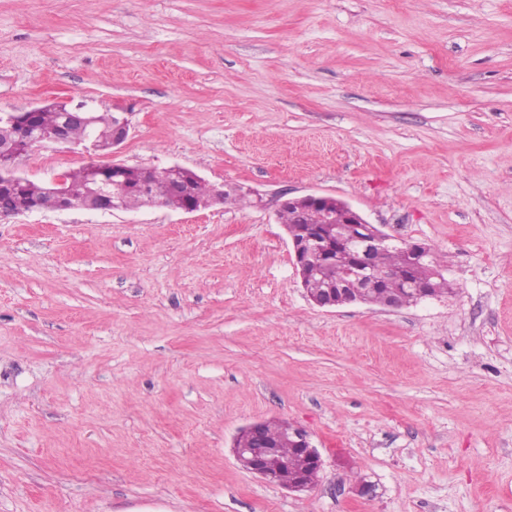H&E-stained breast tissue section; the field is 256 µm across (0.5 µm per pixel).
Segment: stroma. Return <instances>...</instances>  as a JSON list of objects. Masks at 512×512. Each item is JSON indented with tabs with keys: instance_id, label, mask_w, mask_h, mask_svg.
Returning a JSON list of instances; mask_svg holds the SVG:
<instances>
[{
	"instance_id": "obj_1",
	"label": "stroma",
	"mask_w": 512,
	"mask_h": 512,
	"mask_svg": "<svg viewBox=\"0 0 512 512\" xmlns=\"http://www.w3.org/2000/svg\"><path fill=\"white\" fill-rule=\"evenodd\" d=\"M71 99L128 113L107 162L253 201L0 218V512H512V0H0V112ZM310 193L454 294L314 305ZM257 421L308 431L309 489L239 466Z\"/></svg>"
}]
</instances>
